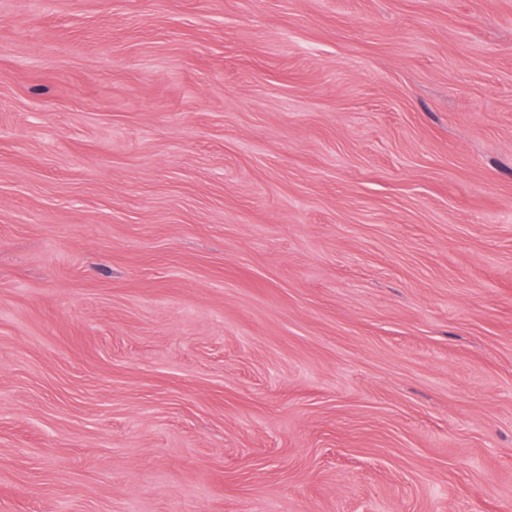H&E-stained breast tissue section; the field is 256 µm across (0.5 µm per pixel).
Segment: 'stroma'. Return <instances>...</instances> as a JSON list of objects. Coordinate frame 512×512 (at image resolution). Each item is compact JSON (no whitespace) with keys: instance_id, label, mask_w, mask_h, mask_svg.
I'll return each instance as SVG.
<instances>
[{"instance_id":"1","label":"stroma","mask_w":512,"mask_h":512,"mask_svg":"<svg viewBox=\"0 0 512 512\" xmlns=\"http://www.w3.org/2000/svg\"><path fill=\"white\" fill-rule=\"evenodd\" d=\"M0 512H512V0H0Z\"/></svg>"}]
</instances>
